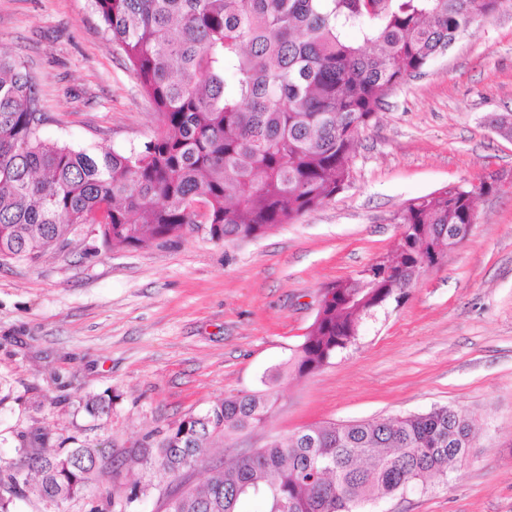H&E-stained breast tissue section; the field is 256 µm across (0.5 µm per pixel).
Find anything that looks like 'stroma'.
I'll return each mask as SVG.
<instances>
[{
    "instance_id": "1",
    "label": "stroma",
    "mask_w": 512,
    "mask_h": 512,
    "mask_svg": "<svg viewBox=\"0 0 512 512\" xmlns=\"http://www.w3.org/2000/svg\"><path fill=\"white\" fill-rule=\"evenodd\" d=\"M26 61L49 119L45 138L123 151L157 116L92 0H0V51ZM512 7L458 39L386 98L358 135L352 180L324 206L263 238L221 243L197 225L180 239L101 248L89 227L38 264H0V460L21 435L50 433L120 456L147 433L240 391L274 406L248 437L447 405L475 420L460 470L365 512H512V193L476 203L469 236L426 269L400 305L369 319L356 346L315 373L284 364L325 289L386 257L411 199L512 175ZM88 395H112L109 417ZM94 485L60 508L23 493L14 512H90Z\"/></svg>"
}]
</instances>
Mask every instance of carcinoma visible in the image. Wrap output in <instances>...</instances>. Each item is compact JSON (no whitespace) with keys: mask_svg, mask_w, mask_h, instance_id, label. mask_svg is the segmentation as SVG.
I'll return each instance as SVG.
<instances>
[{"mask_svg":"<svg viewBox=\"0 0 512 512\" xmlns=\"http://www.w3.org/2000/svg\"><path fill=\"white\" fill-rule=\"evenodd\" d=\"M507 0H93L110 37L159 116L154 139L126 151L45 139L44 104L24 62L0 53V259L38 262L97 226L104 247L166 243L199 223L212 238L250 241L322 206L350 185L356 133L394 88L421 71L472 17ZM477 223L469 188L411 200L400 216L397 273L362 274L331 298L291 358L299 377L356 345L367 319L421 275L418 248L463 242ZM112 397L85 400L94 417ZM269 395L241 392L145 438L132 462L148 476L112 499V512L156 484L182 479L216 440L265 422ZM473 422L448 406L396 417L310 426L229 458L201 485L174 491L166 512H356L444 477L466 460ZM120 476L99 448L55 451L22 436L0 466V512L29 489L59 506Z\"/></svg>","mask_w":512,"mask_h":512,"instance_id":"1","label":"carcinoma"}]
</instances>
